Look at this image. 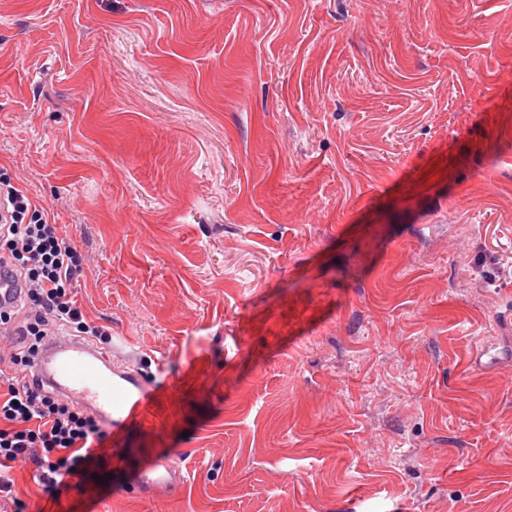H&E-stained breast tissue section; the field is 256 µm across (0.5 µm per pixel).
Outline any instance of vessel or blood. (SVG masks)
Returning a JSON list of instances; mask_svg holds the SVG:
<instances>
[{
	"instance_id": "obj_1",
	"label": "vessel or blood",
	"mask_w": 512,
	"mask_h": 512,
	"mask_svg": "<svg viewBox=\"0 0 512 512\" xmlns=\"http://www.w3.org/2000/svg\"><path fill=\"white\" fill-rule=\"evenodd\" d=\"M33 374L59 395L91 411L120 436L152 403L153 393L137 369L116 366L112 357L90 341L59 337L43 346ZM182 481L180 468L159 459L142 471L138 488L146 494L169 491Z\"/></svg>"
}]
</instances>
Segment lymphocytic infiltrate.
I'll list each match as a JSON object with an SVG mask.
<instances>
[{
	"instance_id": "lymphocytic-infiltrate-1",
	"label": "lymphocytic infiltrate",
	"mask_w": 512,
	"mask_h": 512,
	"mask_svg": "<svg viewBox=\"0 0 512 512\" xmlns=\"http://www.w3.org/2000/svg\"><path fill=\"white\" fill-rule=\"evenodd\" d=\"M0 269L25 290L24 315L0 309V331L15 342L17 370L0 373V493H11L13 464L35 466L44 493L58 497L102 456L108 437L98 421L39 380L27 379L49 336L98 338L105 330L89 320L74 282L83 258L62 235L50 209L15 184L0 166Z\"/></svg>"
}]
</instances>
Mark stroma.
I'll list each match as a JSON object with an SVG mask.
<instances>
[{
  "label": "stroma",
  "instance_id": "1",
  "mask_svg": "<svg viewBox=\"0 0 512 512\" xmlns=\"http://www.w3.org/2000/svg\"><path fill=\"white\" fill-rule=\"evenodd\" d=\"M0 165L159 388L0 512H512V0H0ZM180 468L171 461L158 459L149 468L142 471L136 482L145 494L171 491L182 481Z\"/></svg>",
  "mask_w": 512,
  "mask_h": 512
}]
</instances>
